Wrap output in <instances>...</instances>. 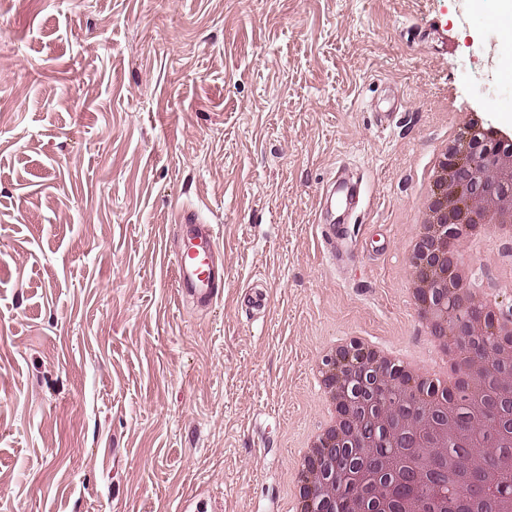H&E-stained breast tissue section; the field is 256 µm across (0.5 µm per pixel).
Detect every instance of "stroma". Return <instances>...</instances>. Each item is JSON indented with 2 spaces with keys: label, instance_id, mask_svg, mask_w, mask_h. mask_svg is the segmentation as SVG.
<instances>
[{
  "label": "stroma",
  "instance_id": "1",
  "mask_svg": "<svg viewBox=\"0 0 512 512\" xmlns=\"http://www.w3.org/2000/svg\"><path fill=\"white\" fill-rule=\"evenodd\" d=\"M499 0H0V512H286L351 331L420 351L406 246L462 114L512 131ZM403 103L377 128L389 91ZM361 183L331 264L320 183ZM178 207L228 277L178 302ZM512 240L465 248L512 304ZM270 294L247 311L241 288ZM454 141H455V137L452 133H450L448 135V139L447 138L445 139L444 143L442 144L439 151L434 156V158L431 162L430 168L424 178V184H423V189H424L426 199H428L432 195L434 188L439 181V178H440L439 171H440L442 165L446 162L447 155L449 156V151H450V148L453 145Z\"/></svg>",
  "mask_w": 512,
  "mask_h": 512
}]
</instances>
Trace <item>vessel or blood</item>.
I'll use <instances>...</instances> for the list:
<instances>
[{"label":"vessel or blood","instance_id":"b4317fda","mask_svg":"<svg viewBox=\"0 0 512 512\" xmlns=\"http://www.w3.org/2000/svg\"><path fill=\"white\" fill-rule=\"evenodd\" d=\"M344 225L324 224L321 238L329 259H338L344 252ZM169 235L174 246L169 258L175 270L177 294L181 300L193 301L209 310L218 306L224 297V268L218 263L221 243L215 225L198 216L178 210Z\"/></svg>","mask_w":512,"mask_h":512}]
</instances>
